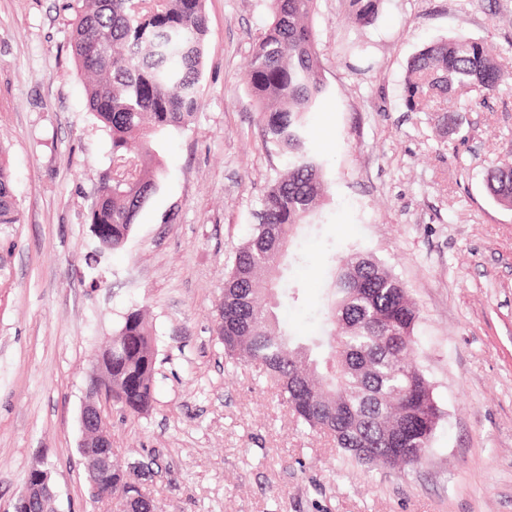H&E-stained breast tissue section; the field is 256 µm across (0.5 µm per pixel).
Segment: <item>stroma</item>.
Masks as SVG:
<instances>
[{
    "label": "stroma",
    "instance_id": "1",
    "mask_svg": "<svg viewBox=\"0 0 512 512\" xmlns=\"http://www.w3.org/2000/svg\"><path fill=\"white\" fill-rule=\"evenodd\" d=\"M78 7L0 0V145L22 216L0 225V512L40 463L57 512H114L89 497L80 415L92 353L136 308L157 339L156 402L139 417L101 410L113 458L151 464L158 512H512V209L486 187L512 151V0H380L368 25L350 0H318L314 17L329 95L310 124L329 191L283 272L301 295L274 312L318 334L330 260L357 251L403 283L443 412L405 471L341 456L217 335L227 266L287 163L241 80L268 0H205L202 109L160 140L156 193L124 248L101 255L89 212L111 142L71 52ZM457 34L494 44L503 76L488 107L450 95L443 131L407 110V63Z\"/></svg>",
    "mask_w": 512,
    "mask_h": 512
}]
</instances>
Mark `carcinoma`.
<instances>
[{
  "mask_svg": "<svg viewBox=\"0 0 512 512\" xmlns=\"http://www.w3.org/2000/svg\"><path fill=\"white\" fill-rule=\"evenodd\" d=\"M356 23H371L379 0H351ZM317 0H270L271 17L242 74L269 143L288 155L256 213L257 224L225 273L218 307L224 355L262 366L298 422L327 432L360 466H419L441 419L426 375L413 363L420 314L398 278L365 255L330 269L326 334L303 342L280 326L272 304L297 228L312 224L327 192L312 144L311 114L327 94L312 18ZM208 31L204 0H84L70 47L87 78L88 111L109 132L112 168L90 209L97 251H120L158 187L155 143L194 123L202 108L200 68ZM497 48L465 35L429 44L411 59L409 112L441 103L457 88L498 92ZM490 195L512 209V157L488 176ZM12 181L0 158V225L18 224ZM156 339L134 309L112 337V400L132 415L155 402ZM103 491L132 509L141 493L112 466Z\"/></svg>",
  "mask_w": 512,
  "mask_h": 512,
  "instance_id": "obj_1",
  "label": "carcinoma"
}]
</instances>
